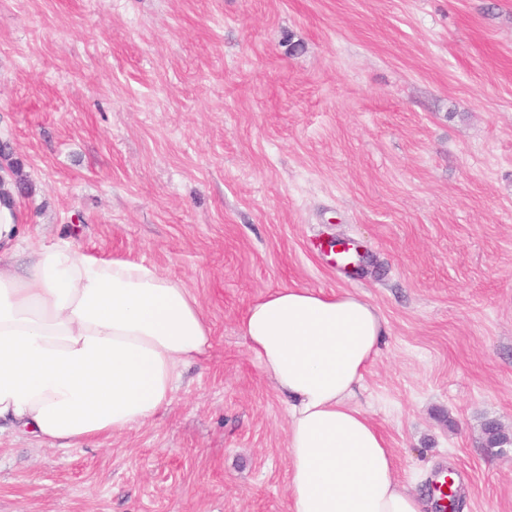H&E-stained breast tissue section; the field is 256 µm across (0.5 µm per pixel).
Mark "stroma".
Listing matches in <instances>:
<instances>
[{
  "label": "stroma",
  "instance_id": "1",
  "mask_svg": "<svg viewBox=\"0 0 512 512\" xmlns=\"http://www.w3.org/2000/svg\"><path fill=\"white\" fill-rule=\"evenodd\" d=\"M30 243L157 266L215 344L147 424L0 429V512H292L286 401L239 329L283 285L387 323L358 402L400 475L512 512V0H0ZM359 243L363 271L327 243Z\"/></svg>",
  "mask_w": 512,
  "mask_h": 512
}]
</instances>
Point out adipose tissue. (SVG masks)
Listing matches in <instances>:
<instances>
[{
	"label": "adipose tissue",
	"instance_id": "ef3b65f1",
	"mask_svg": "<svg viewBox=\"0 0 512 512\" xmlns=\"http://www.w3.org/2000/svg\"><path fill=\"white\" fill-rule=\"evenodd\" d=\"M240 330L286 399L293 512H421L356 401L386 330L378 309L284 286L252 302ZM212 346L181 282L64 240L21 248L16 203L0 201V421L60 448L124 433L169 406L182 367Z\"/></svg>",
	"mask_w": 512,
	"mask_h": 512
}]
</instances>
